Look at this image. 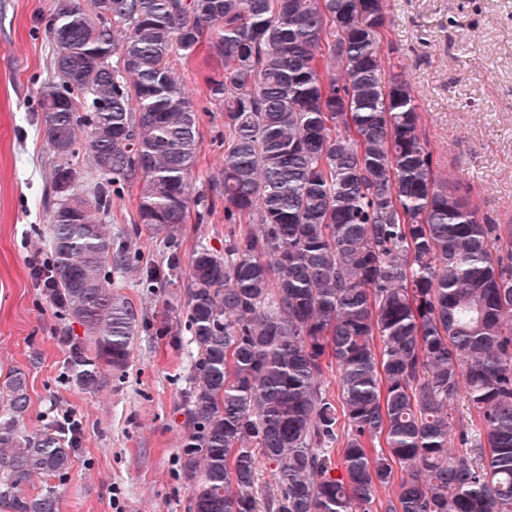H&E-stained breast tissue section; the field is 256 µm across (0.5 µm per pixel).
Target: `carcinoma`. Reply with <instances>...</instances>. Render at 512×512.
<instances>
[{"label": "carcinoma", "mask_w": 512, "mask_h": 512, "mask_svg": "<svg viewBox=\"0 0 512 512\" xmlns=\"http://www.w3.org/2000/svg\"><path fill=\"white\" fill-rule=\"evenodd\" d=\"M55 0L40 131L57 159L48 215L55 293L94 354L73 351L86 390L124 368L138 317L112 293L131 267L103 224L138 185L137 223L170 241L202 202L197 108L170 56L206 45L224 114L209 180L224 222L255 227L188 258L187 393L180 477L190 512H512V225L489 224L439 182L416 86L384 76L381 0ZM99 181L81 194L73 160ZM182 257L143 282L177 283ZM336 366L340 404L322 386ZM466 394L480 454L448 451L447 408ZM0 509L59 512L34 476H62L73 441L26 434V373L0 386ZM383 440L375 451L368 444ZM342 444L339 459L333 447ZM275 488L253 495L259 462Z\"/></svg>", "instance_id": "carcinoma-1"}]
</instances>
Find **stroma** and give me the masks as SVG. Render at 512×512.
<instances>
[{
  "instance_id": "obj_1",
  "label": "stroma",
  "mask_w": 512,
  "mask_h": 512,
  "mask_svg": "<svg viewBox=\"0 0 512 512\" xmlns=\"http://www.w3.org/2000/svg\"><path fill=\"white\" fill-rule=\"evenodd\" d=\"M53 5L0 0V382L13 369L27 373L26 431L52 428L69 409L81 432L66 474L32 478L22 489L53 488L61 512H189L178 464L192 371L188 271L166 288L113 271L114 291L135 309L139 327L128 366L105 372L94 393L77 384L71 366L73 348L93 353L83 325L31 272L30 259L50 257L45 202L55 158L38 132L37 110L50 73L44 19ZM383 12L384 69L415 84L437 171L481 216L512 224V0H383ZM171 63L197 105L193 186L205 196L225 149L224 119L205 98V79L221 64L203 52L191 64L176 56ZM136 195L128 186L113 197L107 222L144 271L165 262L170 244L136 223ZM227 230L220 209L203 224L187 219L179 251L201 244L223 251Z\"/></svg>"
}]
</instances>
